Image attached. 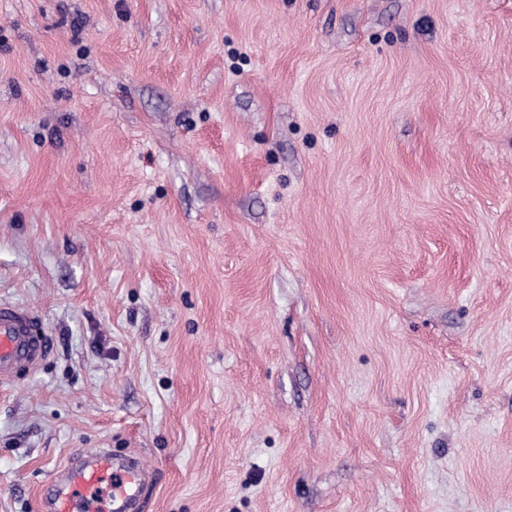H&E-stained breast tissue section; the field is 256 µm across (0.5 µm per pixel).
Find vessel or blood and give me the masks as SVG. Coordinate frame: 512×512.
I'll return each instance as SVG.
<instances>
[{
	"label": "vessel or blood",
	"instance_id": "vessel-or-blood-1",
	"mask_svg": "<svg viewBox=\"0 0 512 512\" xmlns=\"http://www.w3.org/2000/svg\"><path fill=\"white\" fill-rule=\"evenodd\" d=\"M48 354L47 339L39 335L33 312L0 305V385L9 384L20 372L37 369ZM143 479L139 468L116 465L108 449H84L43 499L42 508L44 512H132ZM105 481L110 484V499L101 503L97 497Z\"/></svg>",
	"mask_w": 512,
	"mask_h": 512
}]
</instances>
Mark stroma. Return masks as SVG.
<instances>
[{
	"label": "stroma",
	"instance_id": "stroma-1",
	"mask_svg": "<svg viewBox=\"0 0 512 512\" xmlns=\"http://www.w3.org/2000/svg\"><path fill=\"white\" fill-rule=\"evenodd\" d=\"M0 512H512V0H0ZM37 331V318L29 309L0 305V385L19 372L34 371L48 356L47 339ZM74 460L53 492L43 499L45 512H129L135 508L144 479L139 468L116 465L106 448L81 450ZM106 477L110 479V499L103 504L94 502Z\"/></svg>",
	"mask_w": 512,
	"mask_h": 512
}]
</instances>
